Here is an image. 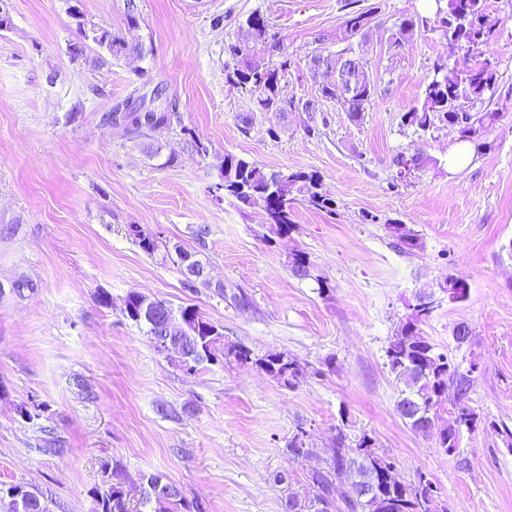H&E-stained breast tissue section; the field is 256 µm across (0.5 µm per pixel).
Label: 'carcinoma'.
<instances>
[{
    "label": "carcinoma",
    "mask_w": 512,
    "mask_h": 512,
    "mask_svg": "<svg viewBox=\"0 0 512 512\" xmlns=\"http://www.w3.org/2000/svg\"><path fill=\"white\" fill-rule=\"evenodd\" d=\"M445 5L437 6L442 13L437 29L450 42L466 46L477 61L467 70L448 66L439 60L433 65V75L423 86L419 105L402 116V123L426 131L439 120L457 130L461 140L475 143L483 140L488 127L499 120V113L482 110L473 113V121L461 118L457 102L467 98L473 102L485 103L495 93L498 74L492 63L478 59L480 48L486 45L496 32V22L486 12V0H444ZM357 0H350L345 7L343 26L351 34L359 36L362 28L371 23L377 14V7L355 8ZM419 16L407 15L390 30L387 44L391 57L399 55L406 44L415 36ZM92 40L101 48L119 56V46H127L120 36L105 29H91ZM255 41L270 43L272 51L279 54V61L268 60L263 64L253 62L247 54L248 44ZM236 61L234 67L226 70L227 82L241 89L254 100L262 112H285L295 105L296 97L284 93L283 79L291 67V60L284 54V48L276 35L270 33L267 20L259 13L249 15L240 24L238 36L228 46ZM323 98L335 101L351 121H358L377 94L371 81L358 84L347 96L337 92L334 85L320 88ZM176 105L173 103L140 106L138 108H113L103 115L105 124L123 122L136 136L161 133L170 128ZM220 182L216 188L223 189L224 195L234 198L246 207H260L266 216V223L276 233L286 236L295 224V205L304 201L319 212L336 214V200L323 189L321 176L315 171L268 172L264 168L232 153L224 155L219 168ZM389 228L402 249L413 251L422 248L417 232L406 224L390 222ZM139 248L153 255L158 250L155 237L142 229L132 232ZM166 257L185 267L187 258H194V264L203 263L197 253L179 245L166 250ZM288 268L298 279L312 277L311 264L307 255L300 251L290 252ZM440 289L448 294V300L464 302L469 296L468 284L454 276L448 277ZM140 292L127 295L123 314L130 321L147 328V335L157 337L151 317L141 315ZM438 307L435 292L420 300L418 297L405 303L406 313L400 319L385 349L386 364L391 373L403 379L408 391L396 402V411L405 424L414 432H420L430 424L439 430L438 445L452 455L456 452L462 428L475 426L476 412L468 405L477 363L471 362L461 368L448 354L438 351L429 337L423 335L421 325ZM183 323L174 332L173 339L179 341L188 353L191 368L197 369L204 363L219 360L216 341L211 331L218 324L206 319L193 306L181 309ZM227 353L242 363H253L263 368L272 377L285 384H292L303 375L304 369L298 362L284 354H270L254 358L246 348H227ZM448 412V421H443L442 412ZM332 455L328 467L315 471L309 482L316 490L314 502L323 506L319 512H328L336 505V512H437L436 485L424 475L417 483L406 485L396 474L392 462L371 451L370 439L362 436L357 440L349 438L343 429H338L333 439ZM142 504L149 507L147 512H200L199 506L185 501L177 486L162 481L161 477L149 475ZM0 504L10 506L12 512H49L43 495L36 489L23 485L0 487ZM99 512H131L123 488L106 483L98 493Z\"/></svg>",
    "instance_id": "obj_1"
}]
</instances>
